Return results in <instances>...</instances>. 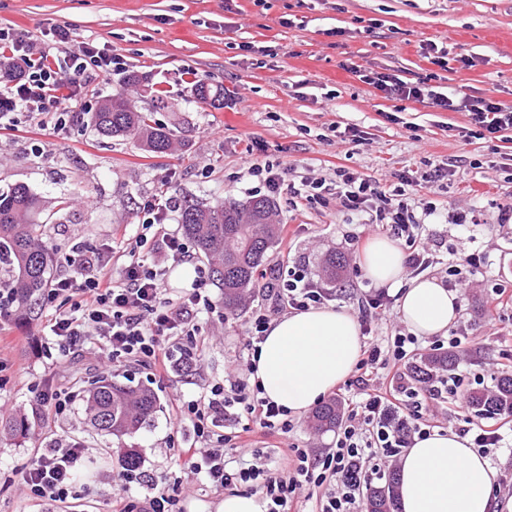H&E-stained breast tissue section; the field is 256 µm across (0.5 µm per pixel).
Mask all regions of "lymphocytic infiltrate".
<instances>
[{
	"mask_svg": "<svg viewBox=\"0 0 512 512\" xmlns=\"http://www.w3.org/2000/svg\"><path fill=\"white\" fill-rule=\"evenodd\" d=\"M53 39L55 49L49 52L27 32L0 33V112L65 129L84 118L83 113L69 109V102L93 80L111 76L115 59L109 48L93 42L72 47L71 34L63 27L54 29ZM369 83L392 99H428L441 109L466 113L485 138L512 130V106L490 98H450L426 81L408 82L395 74H374ZM248 171L268 193L285 190L292 197L358 216L362 223L389 225L392 235L404 240L409 250L407 268L419 273L430 264L431 239L424 233L425 220L437 212L432 203L419 198V189L425 183L450 180L455 164L441 162L419 176L403 172L388 191L343 167L337 168L335 180L314 182L306 189L286 182L270 164H253ZM174 207L171 201L160 207L147 204L133 248L77 246L67 272L57 274L41 298L49 320L38 327V334L56 337L65 356L91 344L107 362L132 358L155 374H168L175 365V343H196L194 319L199 310L212 307L210 297L198 287L183 296L168 297L165 269L147 263L140 254L141 247L147 246L164 251L174 261H192L183 237L166 224ZM264 288L282 309L305 310L332 298L328 289L302 270L289 273L281 286L268 282ZM415 342V337L397 336L384 350L374 340L365 341L353 378L336 390L344 405L336 446L318 458L292 446L281 451L274 468L263 467L253 432L283 436L290 432L291 421L287 411L261 398L259 388L248 387L233 375L208 385L193 399L179 401L174 419L193 432V441L182 454L186 477L205 475L217 493L246 486L262 494L267 512H298L303 502L311 504V512H359L364 487L421 433L423 410L458 398L456 380L450 375L421 387L414 384L408 367L415 356ZM389 363L396 366V374L389 384L377 383L378 367ZM37 391L40 404L48 409L47 432L37 453L15 471L14 478L40 504L63 505L75 494L73 470L85 447L59 430L56 422L71 409L77 394L48 383ZM236 408L244 423L225 429V420ZM230 451L239 458L233 471L227 468ZM118 479L120 487L108 499L109 512H185L182 481L127 469L119 472ZM135 481L152 490L140 503L127 494V484Z\"/></svg>",
	"mask_w": 512,
	"mask_h": 512,
	"instance_id": "obj_1",
	"label": "lymphocytic infiltrate"
}]
</instances>
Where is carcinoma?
<instances>
[{"mask_svg":"<svg viewBox=\"0 0 512 512\" xmlns=\"http://www.w3.org/2000/svg\"><path fill=\"white\" fill-rule=\"evenodd\" d=\"M194 94L199 102L224 105V88L200 82ZM95 130L104 137L132 140L145 153L170 150L173 130L152 123L146 112L123 93L101 104L91 115ZM185 235L210 264L212 281L224 294V309H239L251 290L257 287L260 268L279 237V213L274 199L265 196L245 201H228L215 206L197 200H176ZM40 202L30 189L16 184L0 190V286L11 290L15 307L11 317L30 320L50 279V247L43 241L42 225L37 222ZM347 266L344 256L331 253L322 260V271L336 279ZM454 355H434L413 366V377L420 383L438 371H449ZM466 407L479 417L512 413V374L497 379L494 389L471 390L464 396ZM158 408L157 396L144 386H131L103 379L89 390L85 413L88 423L99 433L123 443L152 422ZM342 412L334 398L312 412L310 423L318 434L336 428ZM0 431L24 438L30 431L26 417L0 418ZM396 470L385 482L366 492L364 512H398Z\"/></svg>","mask_w":512,"mask_h":512,"instance_id":"1","label":"carcinoma"}]
</instances>
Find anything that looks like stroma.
<instances>
[{
  "mask_svg": "<svg viewBox=\"0 0 512 512\" xmlns=\"http://www.w3.org/2000/svg\"><path fill=\"white\" fill-rule=\"evenodd\" d=\"M56 25L69 29L73 46H107L122 63L91 83L77 109L94 112L127 91L139 110L173 129L176 147L147 158L136 143L99 137L90 125L65 132L21 116L0 121V187L22 183L40 199L54 272L66 269L78 241L134 246L146 202L186 197L213 205L254 197L258 181L247 173L248 156L277 165L290 181L331 180L343 167L385 190L400 172L422 173L452 156L458 167L449 186L431 183L420 192L438 210L426 227L434 240L426 273L451 281L459 295L448 336L460 342L454 354L461 391L492 388L512 371V307L496 312L487 303L497 285L512 286V223L498 219L500 208L512 206V131L479 138L466 113L393 100L364 80L372 72L407 81L426 76L439 93L512 105V0H0V29H23L48 44ZM426 39L456 56L451 69L424 58ZM464 58L469 67L461 66ZM132 71L163 90L162 102L126 87ZM199 81L230 90L231 104L199 103ZM349 127L361 131L362 143L345 136ZM65 199L71 206L63 210ZM276 202L290 235L269 251L267 279L303 267L323 280L326 253L354 258L382 234L381 227L285 193ZM456 208L480 211L465 250L484 260L459 264L452 276L449 251L466 234L445 221ZM206 289L215 310L196 322L201 335L217 341L190 376L176 370L159 377L133 362L105 370L88 352L68 360L54 337L35 338L33 325L0 320V414L24 412L42 430L46 412L31 388L45 381L76 391L105 376L149 387L160 403L155 423L126 438V446L139 454L141 469L180 477L179 455L190 435L176 424L173 407L224 378L242 351L253 308L264 300L255 294L228 317L220 288L210 282ZM84 408L77 401L59 424L84 443L90 459L76 491H91L98 512H106L121 460L111 438L87 425ZM35 448L0 436V512H37L36 501L8 481Z\"/></svg>",
  "mask_w": 512,
  "mask_h": 512,
  "instance_id": "obj_1",
  "label": "stroma"
}]
</instances>
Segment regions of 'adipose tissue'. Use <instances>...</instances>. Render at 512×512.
<instances>
[{
  "label": "adipose tissue",
  "instance_id": "1",
  "mask_svg": "<svg viewBox=\"0 0 512 512\" xmlns=\"http://www.w3.org/2000/svg\"><path fill=\"white\" fill-rule=\"evenodd\" d=\"M360 262L378 287L393 289L402 325L414 336H444L459 315L457 292L433 276L407 278L405 255L378 238ZM360 325L346 308L313 307L272 320L249 372L262 396L293 415L307 412L354 371ZM400 512H492L497 471L453 430L415 438L398 464Z\"/></svg>",
  "mask_w": 512,
  "mask_h": 512
}]
</instances>
